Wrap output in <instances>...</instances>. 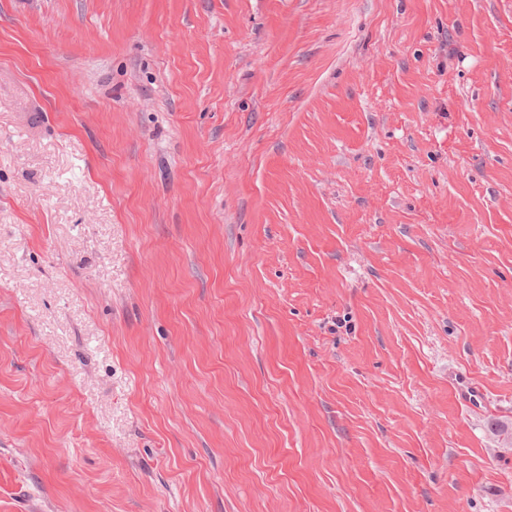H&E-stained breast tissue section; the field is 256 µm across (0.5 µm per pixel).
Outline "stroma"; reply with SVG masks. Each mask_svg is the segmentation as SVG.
<instances>
[{"label":"stroma","mask_w":512,"mask_h":512,"mask_svg":"<svg viewBox=\"0 0 512 512\" xmlns=\"http://www.w3.org/2000/svg\"><path fill=\"white\" fill-rule=\"evenodd\" d=\"M0 512H512V0H0Z\"/></svg>","instance_id":"stroma-1"}]
</instances>
